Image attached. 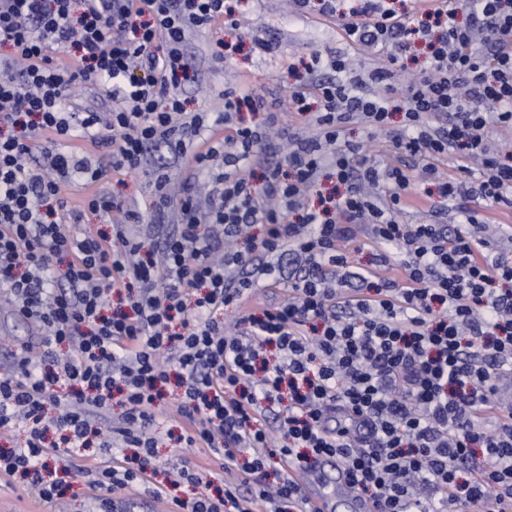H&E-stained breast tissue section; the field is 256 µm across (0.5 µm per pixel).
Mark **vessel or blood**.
I'll return each mask as SVG.
<instances>
[{"label":"vessel or blood","instance_id":"obj_1","mask_svg":"<svg viewBox=\"0 0 512 512\" xmlns=\"http://www.w3.org/2000/svg\"><path fill=\"white\" fill-rule=\"evenodd\" d=\"M296 479L309 500L310 512H336L345 505L349 512H370L368 503L355 496H346L347 474L341 464L329 456L321 457L314 468L300 470Z\"/></svg>","mask_w":512,"mask_h":512}]
</instances>
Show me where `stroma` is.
<instances>
[{"mask_svg": "<svg viewBox=\"0 0 512 512\" xmlns=\"http://www.w3.org/2000/svg\"><path fill=\"white\" fill-rule=\"evenodd\" d=\"M239 9L254 36L273 41L276 52L273 57L263 59L252 54L250 45L246 44L233 52L224 66H213L202 58V51L211 49L217 42H229L230 37L220 23L202 30L188 47L189 52L199 56L196 77L183 89L188 111L221 112L224 101L219 96L220 91L234 86L245 76L265 85L269 110L279 111L296 82L295 72L302 70L304 63L315 55L325 65L339 56L350 60V67L342 74L346 80L367 76L377 64L374 56L358 54L347 47L334 22L319 18L313 11H295L289 0H241ZM39 341L31 323L15 312L8 297L0 296V370L10 368L16 353ZM187 461L205 470L213 487L223 488L224 471L209 449L178 448L168 440L162 441L157 449L160 468L157 482H164L165 470Z\"/></svg>", "mask_w": 512, "mask_h": 512, "instance_id": "stroma-1", "label": "stroma"}]
</instances>
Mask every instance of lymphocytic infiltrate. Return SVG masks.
Masks as SVG:
<instances>
[{
  "label": "lymphocytic infiltrate",
  "instance_id": "obj_1",
  "mask_svg": "<svg viewBox=\"0 0 512 512\" xmlns=\"http://www.w3.org/2000/svg\"><path fill=\"white\" fill-rule=\"evenodd\" d=\"M313 1L380 63L365 81L292 90L288 110L310 117L313 133L280 149L278 115L250 79L225 90L221 117L185 106L191 33L220 20L254 51L275 50L252 39L231 0H0V292L44 331L38 354L23 351L0 372V430L25 428L18 447L0 448V475L42 501L62 499L75 476L67 465L46 476L47 458L88 448L94 435L134 451L84 468L99 512L129 487L165 495L153 481L152 426L173 383L178 446L208 447L249 484L244 494L225 481L215 496L199 470L182 467L179 482L196 492L173 497L175 512H254L258 502L308 512L290 469L324 455L374 512H512V407L495 398L512 373V261L480 236L475 212L453 231L402 220L429 207L418 180L452 208L468 198L512 206V152L488 139L489 127L512 129V0L431 2V28L386 0L346 13L337 0L292 4L304 12ZM417 41L428 60L407 77ZM59 48L69 62L54 57ZM78 80L105 91L109 112L67 111ZM244 110L265 118L245 124ZM396 112L404 123L392 131ZM356 123L388 132L393 153L418 161L419 178L362 155L347 137ZM75 138L90 151L70 149ZM162 146L168 158L150 164ZM451 155L455 177L439 171ZM175 165L186 177L173 197ZM247 166L260 168L258 182L243 176ZM143 170L151 223H177L155 253L131 232L140 211L98 188L106 175ZM325 178L332 194L316 195ZM73 182L85 189L75 206L61 190ZM89 213L112 216L109 230L72 234ZM255 224L263 239L243 244ZM361 232L373 266L359 273L362 288H337ZM286 255L296 266L283 265ZM271 288L288 295L246 306ZM230 305L241 313L231 336ZM116 404L118 420L95 427Z\"/></svg>",
  "mask_w": 512,
  "mask_h": 512
}]
</instances>
